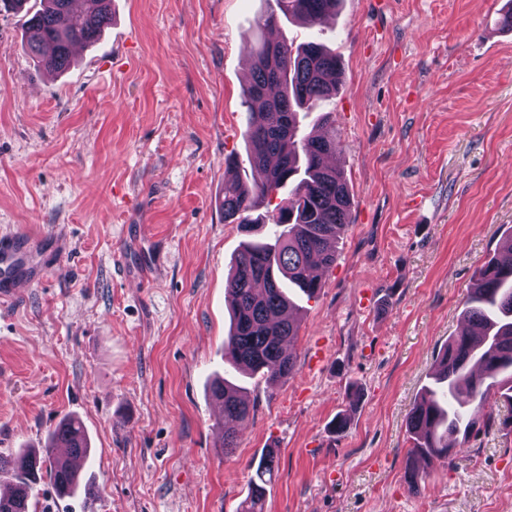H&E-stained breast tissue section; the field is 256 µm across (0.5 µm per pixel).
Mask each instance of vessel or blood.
Wrapping results in <instances>:
<instances>
[{
    "label": "vessel or blood",
    "mask_w": 512,
    "mask_h": 512,
    "mask_svg": "<svg viewBox=\"0 0 512 512\" xmlns=\"http://www.w3.org/2000/svg\"><path fill=\"white\" fill-rule=\"evenodd\" d=\"M38 237L13 233L0 236V304L13 302L23 286L43 279L35 257L40 249Z\"/></svg>",
    "instance_id": "obj_1"
}]
</instances>
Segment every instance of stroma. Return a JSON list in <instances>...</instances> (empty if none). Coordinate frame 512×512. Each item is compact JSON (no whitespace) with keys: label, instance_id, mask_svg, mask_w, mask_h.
I'll return each instance as SVG.
<instances>
[{"label":"stroma","instance_id":"1","mask_svg":"<svg viewBox=\"0 0 512 512\" xmlns=\"http://www.w3.org/2000/svg\"><path fill=\"white\" fill-rule=\"evenodd\" d=\"M506 3L342 0L320 27L272 32L273 0H112L99 41L53 76L27 55L22 16L0 12V233L41 236L48 270L0 308V454L76 417L97 489L62 499L42 479L36 512H239L267 454L264 512H512L502 427L419 487L405 476L407 416L512 229ZM311 35L343 64L322 109L352 222L299 302L295 372L242 379L253 410L228 456L208 388L243 239L221 208L248 168L242 90L258 43Z\"/></svg>","mask_w":512,"mask_h":512}]
</instances>
